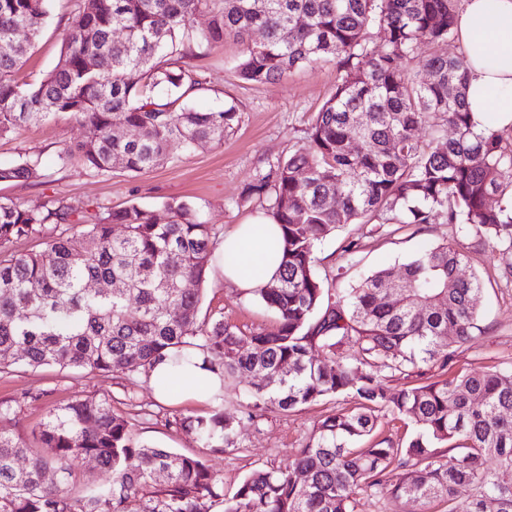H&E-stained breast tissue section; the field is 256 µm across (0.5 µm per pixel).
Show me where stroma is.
<instances>
[{
  "mask_svg": "<svg viewBox=\"0 0 512 512\" xmlns=\"http://www.w3.org/2000/svg\"><path fill=\"white\" fill-rule=\"evenodd\" d=\"M70 12V0H54L51 17L29 53L19 76L39 80L57 63ZM241 55L238 45L213 44L196 59L208 88L195 100L199 110H217L235 101L240 120L223 143L193 152L174 143L170 163L137 175L121 168L96 174L78 166L64 167L59 153L77 144L82 129L67 119L33 123L19 133L0 138V167L32 157L40 162V175L30 180L0 181V196L36 208L45 201L62 198L79 205L102 204L121 208L138 203L152 208L159 221H167L168 201L178 199L197 205L203 220L227 231L234 225L267 213L268 204L249 199L245 189L267 164L288 158L297 150L315 112L328 99L336 84L332 65L302 67L286 79L253 85L239 79L235 66ZM362 245L355 261H347L343 248L349 240ZM447 242L469 255L467 273L483 282L480 320L475 339L457 350L451 372L489 370L512 364V254L486 241L483 235L459 224H349L327 237L316 251L315 270L329 288H346L359 274L390 264L406 262L431 243ZM201 316L224 318L243 335L276 331L274 316L256 301L230 287L216 275L205 284ZM247 377L225 383L220 406L236 418L235 445L226 452L203 448L195 433L175 426V419L212 413L209 405L187 402L158 404L147 377L142 374L113 376L88 370L31 369L13 366L0 373V403L18 401L16 422L0 429L35 444V430L47 411L80 398L109 400L115 413L134 425L141 442L174 448L202 458L223 482L225 496H232L241 481L255 469H276L294 459L313 429L325 415L342 408L343 400L327 399L283 415L266 413L261 420L240 419Z\"/></svg>",
  "mask_w": 512,
  "mask_h": 512,
  "instance_id": "35a3bbf8",
  "label": "stroma"
}]
</instances>
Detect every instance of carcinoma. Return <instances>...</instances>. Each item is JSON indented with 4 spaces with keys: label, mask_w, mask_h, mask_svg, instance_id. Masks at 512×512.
<instances>
[{
    "label": "carcinoma",
    "mask_w": 512,
    "mask_h": 512,
    "mask_svg": "<svg viewBox=\"0 0 512 512\" xmlns=\"http://www.w3.org/2000/svg\"><path fill=\"white\" fill-rule=\"evenodd\" d=\"M49 2L0 0V138L74 120L91 172L118 164L148 173L173 142L188 151L224 142L236 104H191L204 82L190 60L213 42L242 46L237 74L248 83L332 62L336 88L306 143L246 189L272 198L282 229L278 274L254 292L277 331L250 336L242 351L238 327L199 321L216 231L190 202H167L161 223L137 203L52 199L29 209L0 197V371L21 363L147 374L169 352L178 364L200 350L222 378L251 376L250 420L340 396L351 407L320 421L292 463L253 471L226 499L200 458L138 443L106 399H74L48 411L36 448L0 431V512H211L218 503L223 512H358L361 491L419 512L434 503L512 512V365L448 376L478 328L483 283L461 273L466 253L432 244L347 291L325 287L314 270L325 238L381 213L390 224H464L512 252V147L466 111L464 57L433 51L455 38L457 0H72L57 64L30 83L19 70ZM203 11L211 20L198 29ZM19 23L30 31L23 44L12 41ZM99 55L112 69L94 67ZM444 125L454 129L445 140ZM39 168L26 158L0 167V181L37 178ZM29 239L44 249H13ZM91 281L112 288L91 292ZM390 416L414 423L407 441L377 435ZM175 424L205 448L234 444L235 419L221 410ZM78 457L96 463L100 483L73 477ZM460 486L470 489L465 500Z\"/></svg>",
    "instance_id": "1"
}]
</instances>
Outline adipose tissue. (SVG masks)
<instances>
[{
	"label": "adipose tissue",
	"instance_id": "adipose-tissue-1",
	"mask_svg": "<svg viewBox=\"0 0 512 512\" xmlns=\"http://www.w3.org/2000/svg\"><path fill=\"white\" fill-rule=\"evenodd\" d=\"M456 32L468 62L469 111L493 130L512 126V0H462ZM280 238V228L270 218L233 226L214 247L217 274L251 294L276 274ZM150 386L155 399L169 404L208 405L224 392L222 377L209 370L199 351L178 363L168 356L157 361Z\"/></svg>",
	"mask_w": 512,
	"mask_h": 512
}]
</instances>
